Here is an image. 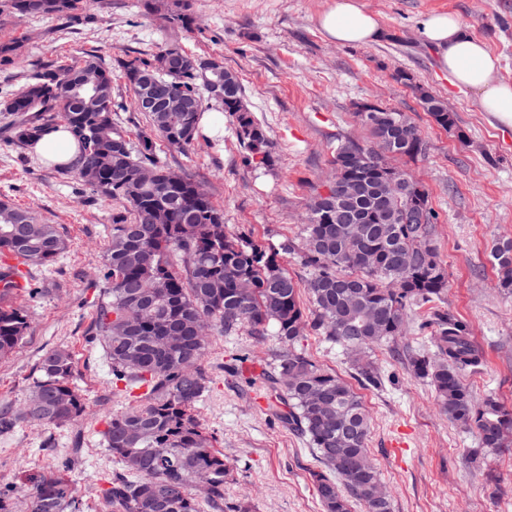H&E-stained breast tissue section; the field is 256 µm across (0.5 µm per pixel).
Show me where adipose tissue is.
Segmentation results:
<instances>
[{"instance_id":"adipose-tissue-1","label":"adipose tissue","mask_w":512,"mask_h":512,"mask_svg":"<svg viewBox=\"0 0 512 512\" xmlns=\"http://www.w3.org/2000/svg\"><path fill=\"white\" fill-rule=\"evenodd\" d=\"M321 29L339 45L380 41L384 30L361 0H334L319 18ZM421 34L435 50L439 68L459 87L476 91L484 111L512 127V82L496 79L499 59L487 45L469 33L451 13H431L421 21Z\"/></svg>"}]
</instances>
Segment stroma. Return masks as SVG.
I'll return each mask as SVG.
<instances>
[{"mask_svg": "<svg viewBox=\"0 0 512 512\" xmlns=\"http://www.w3.org/2000/svg\"><path fill=\"white\" fill-rule=\"evenodd\" d=\"M382 25L377 43L339 45L319 25L333 0H86L64 19L12 12L0 0V44L16 46L0 65V98L18 92L42 66L99 54L115 76L124 127L146 128L131 107L123 62L176 45L201 58L222 60L239 75L245 102L273 144L272 165L258 167L238 135L235 119H203L206 136L193 149H164L177 172L190 175L224 211L228 234L276 252L299 284L311 270L301 254L302 218L315 192L326 191L338 140L366 141L355 116L375 100L405 112L427 142L424 156L401 161L426 187L438 214L433 243L448 271V293L434 307L411 309L405 334L374 349L382 384L357 380L345 351L310 330L300 346L316 364L346 379L371 419L368 448L392 498L393 512H512V444L481 449L476 430L441 412L433 388L410 375L411 358L433 353L424 323L431 309L464 322L483 358L464 375L476 399L495 396L512 408V294L497 288L492 244L512 238V128L484 112L477 93L453 85L425 43L420 22L435 12L461 18L500 59L499 78L512 81V0H361ZM405 70L447 100L457 127H438L412 89L393 78ZM57 225L69 248L52 268L32 266L37 298L19 293L31 314L17 351L0 360V408L28 399L45 350L65 347L84 414L65 427L19 423L0 434V485L21 487L25 474L64 471L77 489L80 512H105L101 490L112 458L100 432L128 405L114 395L111 367L90 326L103 294V252L116 204L89 189L76 173L61 174L32 147L0 140V199ZM277 336L256 342L246 333L211 340L203 368L207 390L200 420L236 465L226 498L250 495L256 512H322L311 480L319 458L306 438L275 416L263 390L229 376L224 365L242 360L260 372L283 350Z\"/></svg>", "mask_w": 512, "mask_h": 512, "instance_id": "1", "label": "stroma"}]
</instances>
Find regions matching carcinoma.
<instances>
[{
    "label": "carcinoma",
    "instance_id": "carcinoma-1",
    "mask_svg": "<svg viewBox=\"0 0 512 512\" xmlns=\"http://www.w3.org/2000/svg\"><path fill=\"white\" fill-rule=\"evenodd\" d=\"M18 14L67 17L81 0H8ZM177 53L187 66L179 76L163 67ZM196 58L172 46L122 64L132 104L148 88L157 112L145 114L150 131L135 137L121 125L112 67L87 53L45 67L17 93L0 102L10 141L27 146L58 125L70 129L78 159L62 170L76 172L94 194L123 203L112 212L104 253L103 294L91 334L101 341L112 370V392L129 406L112 413L101 432L115 468L103 490L106 512H253L247 498L229 501L224 485L234 465L215 447L196 413L206 391L202 367L213 333L240 331L261 342L275 328L288 345L263 373L276 401L275 414L304 436L325 470L311 478L323 512H392L391 495L368 450L370 418L358 394L335 373L296 348L306 329L339 344L370 385L381 374L368 352L404 333L408 310L434 303L448 292V272L433 245L436 214L426 189L386 191L382 180L397 158L416 159L427 145L405 113L359 112L369 133L361 144L347 138L332 156L329 193H315L306 207L302 235L306 288L313 308L305 313L298 283L278 254L245 245L227 234L224 211L185 174L160 157L163 142L191 148L200 136L204 99L235 117L251 160L269 167L272 144L243 100L238 76L217 67L218 98L193 73ZM67 70L74 82L61 90L55 75ZM90 73L95 86L81 84ZM419 103L445 130L457 126L447 102L413 85ZM157 178L146 181L140 168ZM67 249L54 224L0 201V255L25 265L51 266ZM497 286L512 294V240L493 248ZM11 271L0 266V359L16 351L29 329V314L11 304ZM435 351L415 358L411 374L433 386L448 419L478 431L481 447H506L512 409L494 398L475 401L463 381L481 364L465 323L437 311L431 322ZM31 394L17 413L0 412V433L18 421L65 426L86 404L74 383L72 353L57 347L40 359ZM29 512H78L74 485L53 474L27 480Z\"/></svg>",
    "mask_w": 512,
    "mask_h": 512
}]
</instances>
